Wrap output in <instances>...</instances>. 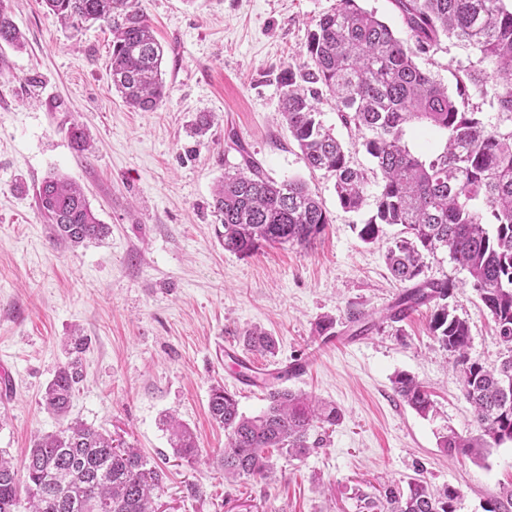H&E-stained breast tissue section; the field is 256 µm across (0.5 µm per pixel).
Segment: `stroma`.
I'll return each instance as SVG.
<instances>
[{
    "instance_id": "obj_1",
    "label": "stroma",
    "mask_w": 512,
    "mask_h": 512,
    "mask_svg": "<svg viewBox=\"0 0 512 512\" xmlns=\"http://www.w3.org/2000/svg\"><path fill=\"white\" fill-rule=\"evenodd\" d=\"M0 3L25 37L20 49L0 44V448L19 460L34 435L60 429L40 401L69 359L67 337L84 336L85 378L70 415L163 469L158 512H359V494L412 478L457 489L456 512H483L487 499L512 493L511 442L480 461L439 446L444 426L473 430L472 408L429 328L430 308L399 323L387 318L403 286L387 268L386 240L364 243L357 230L375 208L377 182L362 210L344 211L333 177L307 167L280 120V68L302 62L308 29L336 0H140L164 50L167 95L152 112L128 107L113 89L103 23L62 25L42 0ZM475 59L445 39L418 64L451 88ZM320 108L351 165L370 168L335 100L324 97ZM201 112L215 121L197 137L190 127ZM75 121L90 156L68 137ZM245 151L270 178L304 180L322 198L329 222L311 247L225 251L213 189ZM53 174L82 187L110 229L105 239L52 242L36 189ZM423 276L455 284L448 304L468 322L471 356L499 365L506 350L468 273L441 251L426 258ZM325 316L341 345L321 344L315 324ZM253 328L277 341L259 364L272 373L306 363L288 388L336 403L343 421L308 458L274 450L271 477L231 481L217 465L227 438L208 400L220 383L244 414L265 409V388L241 386L239 365L224 355L243 351ZM400 372L428 387L437 417L395 395ZM167 415L195 433L192 463L174 457L161 425Z\"/></svg>"
}]
</instances>
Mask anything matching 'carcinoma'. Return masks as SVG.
<instances>
[{"label": "carcinoma", "instance_id": "obj_1", "mask_svg": "<svg viewBox=\"0 0 512 512\" xmlns=\"http://www.w3.org/2000/svg\"><path fill=\"white\" fill-rule=\"evenodd\" d=\"M49 15L66 25L100 21L112 32V87L127 106L150 112L164 98L163 48L138 0H43ZM406 29L401 38L357 0H336L307 33L298 67L285 66L281 115L306 165L334 177L340 206L357 212L367 200L369 179L350 165L333 128L325 125L320 95L336 99L338 116L354 126L380 175L375 213L358 229L373 243L388 226L400 227L389 239L385 259L394 279L407 285L390 319L399 322L433 304L430 330L453 357L461 391L471 405L476 433L447 428L440 446L453 455L480 460L490 448L512 442V0H391ZM454 39L477 55L456 78L455 94L423 71L417 59ZM0 43L22 46V34L0 3ZM477 98L488 101L499 122L487 119ZM425 126L439 144L421 154L407 142L408 132ZM242 164L224 173L213 207L223 230L224 250L248 255L263 244L310 246L329 223L323 202L301 180L277 182L240 149ZM37 203L50 224L53 241L78 246L107 233L78 184L59 176L43 179ZM439 250L469 274V284L492 317L508 355L496 368L470 356L466 320L449 309L454 285L425 280L424 259ZM75 356L47 384L42 404L53 414H68L83 380L79 354L87 339L69 340ZM243 345L261 355L275 352L269 333L245 332ZM393 389L422 417L437 415L426 387L405 372ZM268 405L248 417L235 396L218 385L208 411L224 427L228 443L219 460L224 478L266 479L272 470L269 449L292 459L320 447L317 428L341 419L331 403L302 391L266 385ZM175 455L190 461L198 454L192 431L174 417L164 420ZM25 473L21 500L18 472ZM164 471L141 451L75 420L55 434L34 439L29 453L14 465L0 449V512H155L154 491ZM459 492L446 486L432 491L419 479L407 489L384 487L362 498L364 512H455Z\"/></svg>", "mask_w": 512, "mask_h": 512}]
</instances>
